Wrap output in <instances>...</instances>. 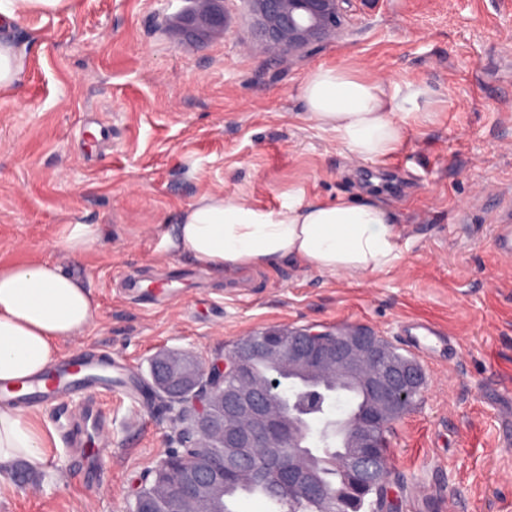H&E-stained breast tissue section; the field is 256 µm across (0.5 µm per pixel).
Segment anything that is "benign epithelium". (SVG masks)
Instances as JSON below:
<instances>
[{
    "instance_id": "7a95c632",
    "label": "benign epithelium",
    "mask_w": 512,
    "mask_h": 512,
    "mask_svg": "<svg viewBox=\"0 0 512 512\" xmlns=\"http://www.w3.org/2000/svg\"><path fill=\"white\" fill-rule=\"evenodd\" d=\"M179 18L200 35L215 27L224 13L223 0H212L208 11L196 12L192 0ZM356 0H248L255 18V48L277 51L288 59L306 55L339 41ZM188 355L161 353L153 358L154 388L171 403L191 404L182 420L180 448L161 461L163 468L147 472L134 494L140 512H153L148 488L174 480L187 504L197 512L199 491L220 478L246 482L254 478L257 460L267 448H286L288 455L266 472L277 495L328 503L333 498L324 472L337 467L359 488L384 484L386 460L380 454L376 427H383L412 410L421 395L425 373L411 357L359 327L334 332L310 328L272 330L245 336L224 358L201 364ZM257 361L275 362L278 371L266 380L253 375ZM357 385L364 390L361 404L348 403L343 416L312 424L318 417L310 405L322 397L342 399L347 391L336 386ZM334 439L339 454H319L323 467L306 462L312 433ZM215 438L224 455L201 459L208 440Z\"/></svg>"
}]
</instances>
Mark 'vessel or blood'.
<instances>
[{"mask_svg": "<svg viewBox=\"0 0 512 512\" xmlns=\"http://www.w3.org/2000/svg\"><path fill=\"white\" fill-rule=\"evenodd\" d=\"M402 336L409 347L426 351L446 343L444 333L427 321H411L405 326ZM112 389L128 392L126 369L122 364H113L111 372L104 373L95 360L77 362L75 353H65L55 360L43 374L25 383L21 403L65 405L74 392L85 395V403L78 416L73 417L69 430L72 447L80 453L81 474L90 482L104 477L105 453L102 449L101 433L106 430L108 419L98 404L100 392Z\"/></svg>", "mask_w": 512, "mask_h": 512, "instance_id": "obj_1", "label": "vessel or blood"}]
</instances>
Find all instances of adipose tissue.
I'll list each match as a JSON object with an SVG mask.
<instances>
[{
	"label": "adipose tissue",
	"instance_id": "ef3b65f1",
	"mask_svg": "<svg viewBox=\"0 0 512 512\" xmlns=\"http://www.w3.org/2000/svg\"><path fill=\"white\" fill-rule=\"evenodd\" d=\"M300 96L310 118L340 147L373 161L395 154L402 120L425 118L433 103L426 85L389 90L339 66L312 70ZM401 238L396 214L378 201H322L300 191L272 209L206 194L163 229L168 249L219 274L288 263L322 275L372 276L400 262ZM93 321L90 291L58 264L0 265V381L39 375L54 361L59 341L82 334ZM42 446L24 411L0 407V468L19 461L41 466Z\"/></svg>",
	"mask_w": 512,
	"mask_h": 512
}]
</instances>
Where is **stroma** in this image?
Wrapping results in <instances>:
<instances>
[{
    "instance_id": "35a3bbf8",
    "label": "stroma",
    "mask_w": 512,
    "mask_h": 512,
    "mask_svg": "<svg viewBox=\"0 0 512 512\" xmlns=\"http://www.w3.org/2000/svg\"><path fill=\"white\" fill-rule=\"evenodd\" d=\"M180 0H73L0 30L23 58L0 92V262L48 260L83 280L93 326L60 352L124 360L142 387L162 350L208 362L273 328L363 326L398 351L406 322L451 350L420 357L427 385L387 435L386 512H512V0H356L344 41L292 62L251 51L246 0L201 38ZM434 92L383 161L353 157L311 120L299 90L321 65ZM369 197L403 229L402 260L367 277L295 266L218 275L170 253L161 227L204 193L278 207L288 193ZM98 240L72 256L70 225ZM103 482L72 464L56 406L27 407L44 463L0 472V512H129L133 489L177 445L176 410L102 397Z\"/></svg>"
}]
</instances>
